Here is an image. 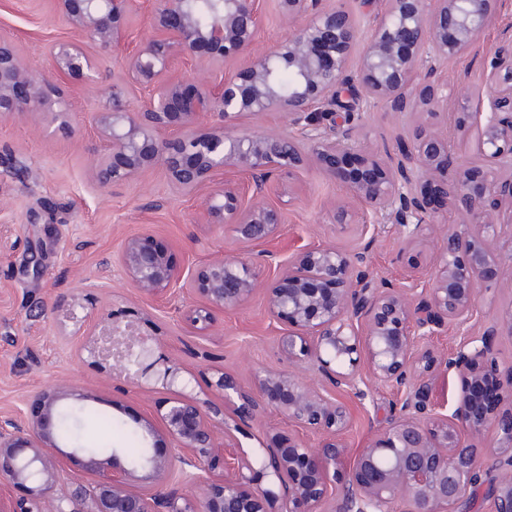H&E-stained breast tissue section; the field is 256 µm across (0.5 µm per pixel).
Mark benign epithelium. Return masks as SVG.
Masks as SVG:
<instances>
[{
    "label": "benign epithelium",
    "mask_w": 512,
    "mask_h": 512,
    "mask_svg": "<svg viewBox=\"0 0 512 512\" xmlns=\"http://www.w3.org/2000/svg\"><path fill=\"white\" fill-rule=\"evenodd\" d=\"M203 2L213 12L207 24L199 20ZM498 2L389 0L353 73L349 59L359 28L344 8L324 10L319 0H280L290 31L263 51L253 49L261 0H58L70 26L101 52L122 51L121 80L150 91V98L132 105L114 84L112 110L95 114L108 143L91 170L100 186L161 167L173 190L193 195L220 176L207 199L210 223L231 225L246 247L280 230L283 212L264 197L273 182L309 162L398 226L412 245L441 210L467 223L443 236L428 280L403 286H372L364 247L353 254L332 244L310 249L302 263L266 285L269 314L288 322L279 344L293 370L257 371L248 390L223 371L212 384L218 404L191 397L160 402L164 429L149 433L170 442L168 452L146 454L132 471L116 474L110 457L83 449L84 468L96 476L89 512H318L328 499L333 512H467L469 491L488 459L500 474L488 490L494 512H512V367L500 368L496 327L476 332L470 325L484 284L499 272L512 273V249L501 250L503 241L512 245V39L491 56L479 111L455 117L457 131H478L481 178L457 162L447 137L423 128L410 147L393 154L353 145L372 106L433 115L440 102L464 96L462 88L438 85L434 77L473 46ZM135 7L148 14L156 35L131 46ZM176 55L204 67L207 80L193 86L173 76ZM49 56L47 70L34 71L16 39L0 34L1 120L39 111L47 124L69 127L63 86L91 85L97 64L79 41L57 43ZM229 60L243 64L228 71ZM282 71L296 74L297 84L280 86L275 75ZM268 112L281 113L301 135L224 132L242 116ZM211 115L222 126L201 130ZM236 173L249 176L247 186ZM117 263L142 297L177 287L167 252L149 237L127 239ZM274 264L276 256L264 254L260 264L237 255L200 266L190 275V288L205 300L194 309L196 319H207L212 308L243 305L260 284L261 266ZM87 319L80 345L85 362L109 376L131 370L142 388L156 375L168 385L176 382L179 367L159 353L161 333L139 336L132 323L104 311ZM450 326L463 334L457 347L446 354L429 348ZM308 363L316 366L315 380L298 372ZM451 374L463 388L450 409L432 393ZM368 377L394 390L398 400L381 432L346 470L341 436L352 412L327 386L362 404L370 395ZM68 399L85 395L74 385L42 390L31 419L0 421V484L25 486L28 512H72V498L59 492L65 476L58 456L68 452L58 423ZM269 407L319 436L317 444L276 437L255 459L235 446L226 456L215 454L230 436L225 410L242 420ZM488 429L496 442L483 448L478 439ZM218 469L223 478L215 482ZM175 470L202 497L165 488ZM266 476L277 489L261 487Z\"/></svg>",
    "instance_id": "1"
}]
</instances>
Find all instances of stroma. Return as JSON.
Instances as JSON below:
<instances>
[{
    "instance_id": "35a3bbf8",
    "label": "stroma",
    "mask_w": 512,
    "mask_h": 512,
    "mask_svg": "<svg viewBox=\"0 0 512 512\" xmlns=\"http://www.w3.org/2000/svg\"><path fill=\"white\" fill-rule=\"evenodd\" d=\"M512 26V0H500L488 27L464 55L445 63L439 81L468 85L473 95L486 93L487 51L504 39ZM0 33L16 38L25 63L47 69L52 44L77 39L60 15L56 0H0ZM120 70L119 55L100 58L97 83L65 91L73 121L69 130L48 128L40 114L0 121V420L21 421L34 410L36 392L63 383L85 394L84 408L146 434L160 429V401L184 393L204 400L212 395L217 371L234 375L250 387L252 371H285L278 338L284 323L267 310L266 292L257 288L241 307L216 310L206 324L193 323L196 294L165 290L140 296L115 263L125 240L150 236L171 256L177 276L205 263L243 250L227 224L207 220L208 188L183 196L172 191L167 174L157 167L134 181L101 187L90 176L91 166L108 146L93 117L112 102V81ZM420 115L388 111L378 105L365 112L356 131L360 144L372 151H395L398 142L413 139ZM269 205L286 217L281 230L263 245L279 262L297 260L303 246L333 243L341 248L368 246L375 284L404 282L412 268L430 275L436 243L446 228L458 226L456 216L431 225L421 243L407 244L394 225L377 222L346 188L315 167L299 170L288 185H274ZM345 204L348 223L333 219V207ZM376 225L373 241L363 228ZM39 249L41 278L28 270L32 249ZM92 294L98 307L115 314H133L140 327L164 333L163 351L181 369L174 386L152 383L141 390L127 377H108L84 365L79 356L86 312L60 311L58 296ZM512 309V277L497 276L483 292L472 323L481 328L500 321ZM371 397L354 404L352 421L342 437L349 452L365 447L385 425L397 396L371 384ZM284 417L268 413L239 423L232 441L255 456L276 433L293 432Z\"/></svg>"
}]
</instances>
